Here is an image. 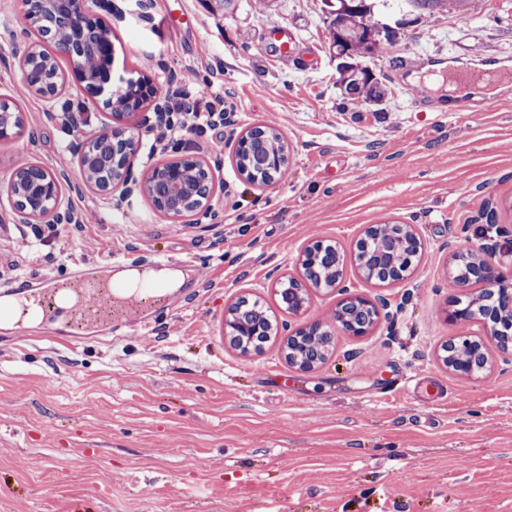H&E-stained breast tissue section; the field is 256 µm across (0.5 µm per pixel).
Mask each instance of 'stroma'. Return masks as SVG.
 <instances>
[{
	"mask_svg": "<svg viewBox=\"0 0 512 512\" xmlns=\"http://www.w3.org/2000/svg\"><path fill=\"white\" fill-rule=\"evenodd\" d=\"M393 41L363 58L388 92L342 107L323 0H112L95 13L112 33L113 77L151 78L171 114V149L143 132L147 158L194 151L211 168L216 224L174 221L135 196L116 207L87 189L70 159L73 138L24 90L17 46L28 39L20 0H0V98L22 105L20 135L0 141V178L37 162L65 170L66 202L96 247L66 227L36 241L0 195V292L64 279L113 256L169 257L184 282L156 312L152 333L122 328L74 338L0 328V512H512V364L488 343L472 377L442 364L455 336L456 300L479 289L448 285L451 250L496 243L489 260L512 271V83L449 97L452 67H512V0H476L459 13L406 0H367ZM298 46L280 59L268 27ZM415 56L412 73L398 60ZM193 72L186 85L181 76ZM221 102L233 125L190 126L185 102ZM256 127L288 144L285 176L243 179L237 138ZM137 224L118 225L122 211ZM416 225L424 248L411 277L378 285L356 266L371 224ZM340 246L354 294L397 305L364 336L337 333L315 371L291 368L289 333L332 323L340 292L313 289L298 316L277 310L271 273L299 276L310 242ZM204 263L192 276L184 261ZM274 307L278 333L259 352L234 349L224 310L240 297ZM446 391V401H429Z\"/></svg>",
	"mask_w": 512,
	"mask_h": 512,
	"instance_id": "obj_1",
	"label": "stroma"
}]
</instances>
